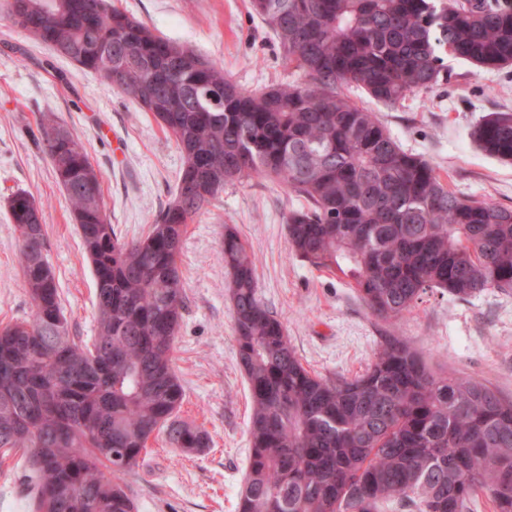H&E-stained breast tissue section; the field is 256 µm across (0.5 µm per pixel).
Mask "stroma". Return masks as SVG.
<instances>
[{
	"instance_id": "1",
	"label": "stroma",
	"mask_w": 512,
	"mask_h": 512,
	"mask_svg": "<svg viewBox=\"0 0 512 512\" xmlns=\"http://www.w3.org/2000/svg\"><path fill=\"white\" fill-rule=\"evenodd\" d=\"M158 34L223 65L241 89L285 81L268 27L248 0H111ZM446 83L386 105L362 92L405 150L436 167L460 195L512 208V162L470 137L491 112H512V67L485 70L446 57ZM83 144L103 180V205L118 236H144L171 197L182 160L151 113L101 77L27 38L0 10V322L31 319L18 264L19 239L6 201L31 194L43 211L48 259L71 335L97 332L95 282L67 196L33 133L44 118ZM302 199L266 178L225 184L194 223L181 251L184 303L174 361L186 399L181 419L202 426L208 448L184 453L151 442L126 484L137 512H237L249 453V390L239 364L221 239L232 225L254 257L263 302L287 328L305 367L336 378L362 373L389 337H403L436 373L455 370L512 399V291L459 300L426 293L400 320L372 315L342 273H322L288 248L286 219ZM23 457L0 465V512H33Z\"/></svg>"
}]
</instances>
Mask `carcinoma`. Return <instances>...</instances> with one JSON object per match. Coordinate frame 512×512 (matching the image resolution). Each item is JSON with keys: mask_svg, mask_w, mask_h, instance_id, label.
I'll list each match as a JSON object with an SVG mask.
<instances>
[{"mask_svg": "<svg viewBox=\"0 0 512 512\" xmlns=\"http://www.w3.org/2000/svg\"><path fill=\"white\" fill-rule=\"evenodd\" d=\"M250 8L296 74L254 93L109 0H6L32 40L75 49L70 61L151 113L183 158L149 232L125 240L108 222L102 177L82 143L53 120L39 124L92 266L97 334L90 345L70 335L42 210L28 193L13 195L33 317L0 326V464L26 454L34 512H135L123 477L150 440L208 447L201 427L178 420L179 257L186 226L228 181L273 178L303 198L286 221L289 250L346 275L382 320L411 312L428 289L460 300L512 290V209L457 195L348 94L395 104L448 80L446 54L512 66V0H250ZM471 138L511 162L512 113H490ZM222 247L251 399L237 512H472L479 497L492 512H512L511 399L471 376L432 372L400 337L362 374L331 380L308 370L260 299L250 251L228 224Z\"/></svg>", "mask_w": 512, "mask_h": 512, "instance_id": "cac0c4a2", "label": "carcinoma"}]
</instances>
